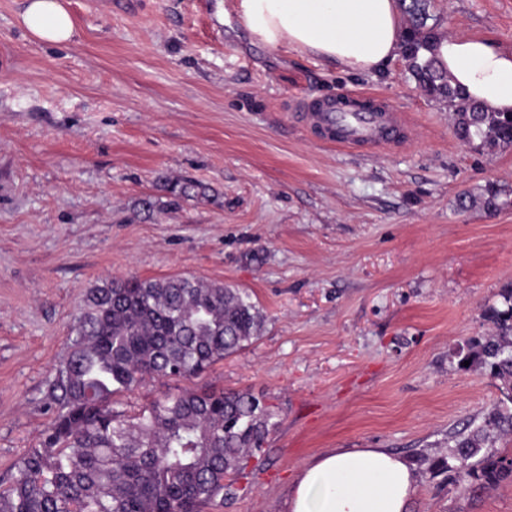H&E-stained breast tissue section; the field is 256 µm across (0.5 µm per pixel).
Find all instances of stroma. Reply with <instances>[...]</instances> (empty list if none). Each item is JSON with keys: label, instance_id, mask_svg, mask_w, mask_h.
<instances>
[{"label": "stroma", "instance_id": "1", "mask_svg": "<svg viewBox=\"0 0 512 512\" xmlns=\"http://www.w3.org/2000/svg\"><path fill=\"white\" fill-rule=\"evenodd\" d=\"M74 35L35 38L24 0H0V487L53 413L88 288L186 276L246 291L255 341L190 380L118 395L134 412L182 389L248 390L277 425L234 494L205 512H287L298 471L330 448H386L420 475L409 512H512V481L463 488L435 470L500 400L452 352L486 335L512 287V204L458 196L512 187V148L460 143L447 103L403 59L381 74L253 41L225 0H65ZM442 31L512 46V0H434ZM371 94L406 143L323 141L302 100ZM210 200L145 214L166 179ZM507 190L496 183H487L480 189L478 194L470 192H463L458 196L457 207L461 211H466L469 208L480 207L485 213L489 215L495 214L503 204V196H508Z\"/></svg>", "mask_w": 512, "mask_h": 512}]
</instances>
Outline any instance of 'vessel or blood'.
<instances>
[{
    "instance_id": "1",
    "label": "vessel or blood",
    "mask_w": 512,
    "mask_h": 512,
    "mask_svg": "<svg viewBox=\"0 0 512 512\" xmlns=\"http://www.w3.org/2000/svg\"><path fill=\"white\" fill-rule=\"evenodd\" d=\"M306 121L341 146L382 149L403 141L408 125L401 115L380 104L352 106L325 101L302 104Z\"/></svg>"
}]
</instances>
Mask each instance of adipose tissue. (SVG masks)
<instances>
[{
    "mask_svg": "<svg viewBox=\"0 0 512 512\" xmlns=\"http://www.w3.org/2000/svg\"><path fill=\"white\" fill-rule=\"evenodd\" d=\"M232 9L254 40L360 73L386 71L403 35L397 0H234ZM23 21L45 42L65 43L74 34L63 0H27ZM439 53L453 85L468 98L512 112V47L449 34ZM417 484L415 470L388 449L333 448L300 469L288 512H408Z\"/></svg>",
    "mask_w": 512,
    "mask_h": 512,
    "instance_id": "adipose-tissue-1",
    "label": "adipose tissue"
}]
</instances>
